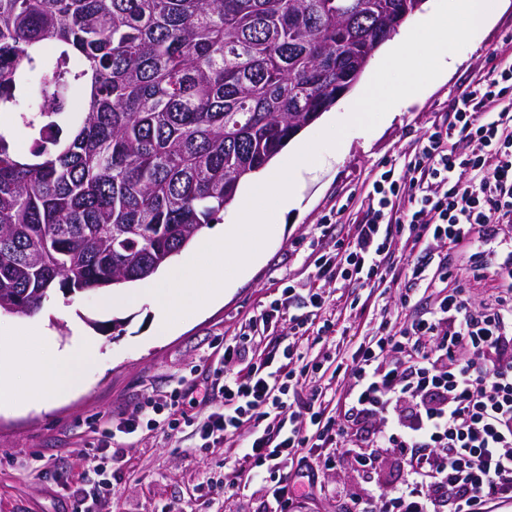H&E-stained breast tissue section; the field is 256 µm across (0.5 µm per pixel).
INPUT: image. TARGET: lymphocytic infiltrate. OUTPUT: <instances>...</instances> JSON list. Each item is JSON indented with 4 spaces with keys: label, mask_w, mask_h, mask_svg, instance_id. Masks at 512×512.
Instances as JSON below:
<instances>
[{
    "label": "lymphocytic infiltrate",
    "mask_w": 512,
    "mask_h": 512,
    "mask_svg": "<svg viewBox=\"0 0 512 512\" xmlns=\"http://www.w3.org/2000/svg\"><path fill=\"white\" fill-rule=\"evenodd\" d=\"M512 65L498 64L466 84L446 112L411 148L405 172L383 162L360 200L349 237L323 227L331 249L313 261V282L288 284L224 348L213 385L190 384L126 412L116 430L139 435L166 425L196 427L203 447L249 435L233 479L217 485L225 498L259 486L266 512H294L301 484L316 486L321 463L346 454L362 475L397 455L402 472L389 492L351 495L355 512H491L512 502ZM445 248L439 276L428 272L433 248ZM494 270L503 281L494 304L474 306L464 272ZM349 293L329 303L321 282ZM435 289L425 313L382 316L345 367L331 355L306 358L302 342L332 335L358 288L400 282ZM303 314H294V307ZM289 322L290 341L260 360L245 347L258 325ZM224 405L203 423L180 408L185 393Z\"/></svg>",
    "instance_id": "obj_1"
}]
</instances>
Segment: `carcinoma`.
Returning <instances> with one entry per match:
<instances>
[{
  "mask_svg": "<svg viewBox=\"0 0 512 512\" xmlns=\"http://www.w3.org/2000/svg\"><path fill=\"white\" fill-rule=\"evenodd\" d=\"M422 3L0 0V313L156 274Z\"/></svg>",
  "mask_w": 512,
  "mask_h": 512,
  "instance_id": "carcinoma-1",
  "label": "carcinoma"
}]
</instances>
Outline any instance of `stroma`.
Here are the masks:
<instances>
[{
	"instance_id": "obj_1",
	"label": "stroma",
	"mask_w": 512,
	"mask_h": 512,
	"mask_svg": "<svg viewBox=\"0 0 512 512\" xmlns=\"http://www.w3.org/2000/svg\"><path fill=\"white\" fill-rule=\"evenodd\" d=\"M496 48L503 51L502 63L512 64V0H502L490 22L456 53L448 77L399 102L372 131L347 132L337 148L322 149L317 163L295 171L296 206L284 216L281 233L268 241L249 273L226 290L223 302L187 319L171 335H156L153 299L147 294L112 313L103 310L100 290L69 298L55 294L31 316L0 314V342L46 327L64 346L75 327L98 324L89 329L98 357L85 367L79 391L48 406L0 410V512H70L69 495L76 489L86 499L87 512H167L171 507L177 512H260L263 498L254 488L241 489L230 501L210 491V479L237 469L240 451L201 448L192 428L172 432L161 427L146 439L119 437L126 463L108 499L94 491L96 445L139 401L190 381L213 379L225 344L238 340L261 305L289 281L308 280L310 258L328 246L321 224L340 206L357 211L356 200L369 190L381 162L404 165L411 144L437 113L447 111L466 82L486 70ZM359 295L368 301L366 311L343 315L342 340L328 338L321 349L348 353L369 333L381 307L394 314L400 309L398 290L371 294L363 288ZM319 480L299 512H349L350 501L336 490H355L363 483L346 459L322 468Z\"/></svg>"
}]
</instances>
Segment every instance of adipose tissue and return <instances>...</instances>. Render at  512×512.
Instances as JSON below:
<instances>
[{
	"label": "adipose tissue",
	"mask_w": 512,
	"mask_h": 512,
	"mask_svg": "<svg viewBox=\"0 0 512 512\" xmlns=\"http://www.w3.org/2000/svg\"><path fill=\"white\" fill-rule=\"evenodd\" d=\"M37 340V349L30 351L0 346V406L19 405L28 391L40 401L60 399L80 387L83 368L97 358L93 343L79 332L63 348L46 329Z\"/></svg>",
	"instance_id": "1"
}]
</instances>
